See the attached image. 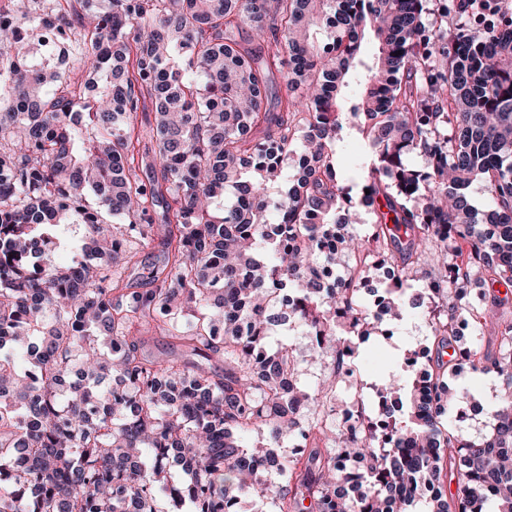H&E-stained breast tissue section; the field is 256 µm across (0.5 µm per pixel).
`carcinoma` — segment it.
Wrapping results in <instances>:
<instances>
[{"label":"carcinoma","mask_w":512,"mask_h":512,"mask_svg":"<svg viewBox=\"0 0 512 512\" xmlns=\"http://www.w3.org/2000/svg\"><path fill=\"white\" fill-rule=\"evenodd\" d=\"M37 2L0 7V512H236L244 497L275 512H512V311L495 294L512 288V8ZM57 28L100 76L84 113L68 72L37 56ZM140 112L153 114L145 143ZM348 122L372 154L356 200L335 160ZM474 183L490 194L483 213ZM104 214L157 250L152 287H128L138 252ZM51 238L78 241L82 260L42 251ZM419 273L425 285L407 287ZM426 299L439 300L430 342L403 350V383L382 377V419L362 407L331 428L355 373L343 335L390 338ZM290 321L311 360L331 357L312 391L292 346L267 341ZM138 326L224 371L147 358ZM487 326L493 354L476 337ZM465 370L502 381L493 404L454 384ZM468 411L488 418L484 435L452 421ZM255 428L267 444L233 437ZM318 438L328 446L308 445ZM286 445L299 451L275 459Z\"/></svg>","instance_id":"carcinoma-1"}]
</instances>
